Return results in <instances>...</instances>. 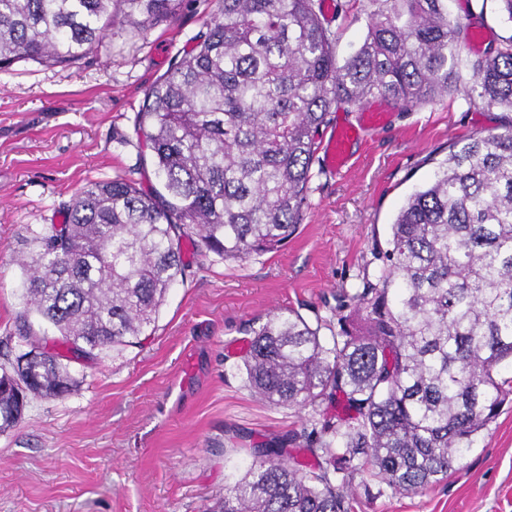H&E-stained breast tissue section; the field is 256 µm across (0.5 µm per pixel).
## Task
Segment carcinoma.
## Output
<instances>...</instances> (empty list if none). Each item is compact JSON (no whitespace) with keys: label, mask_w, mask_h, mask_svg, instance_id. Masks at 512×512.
<instances>
[{"label":"carcinoma","mask_w":512,"mask_h":512,"mask_svg":"<svg viewBox=\"0 0 512 512\" xmlns=\"http://www.w3.org/2000/svg\"><path fill=\"white\" fill-rule=\"evenodd\" d=\"M366 34L343 63L316 0H221L206 33L145 95L138 131L163 191L88 183L63 223L32 233L18 331L48 330L77 359L127 346L155 324L182 275L180 241L242 262L282 245L307 199L316 135L333 108L375 97L401 110L462 93L512 112V36L462 82L461 47L483 14L446 0H368ZM186 0H0V74L20 61L70 66L117 16L139 30ZM377 273L338 297L336 332L293 309L251 323L238 370L259 399L299 411L300 428L252 449L212 512H349L363 490L419 493L448 476L512 397V121L454 142L376 245ZM65 355L0 369V429L29 400L72 386Z\"/></svg>","instance_id":"obj_1"}]
</instances>
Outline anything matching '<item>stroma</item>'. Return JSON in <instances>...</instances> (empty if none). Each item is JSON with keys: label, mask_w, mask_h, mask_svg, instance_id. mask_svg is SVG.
Listing matches in <instances>:
<instances>
[{"label": "stroma", "mask_w": 512, "mask_h": 512, "mask_svg": "<svg viewBox=\"0 0 512 512\" xmlns=\"http://www.w3.org/2000/svg\"><path fill=\"white\" fill-rule=\"evenodd\" d=\"M218 7L190 0L168 24L116 25L74 65L21 61L0 75V365L27 348L17 252L32 231L62 223L88 182L157 185L137 114ZM511 121L459 94L392 110L385 129L354 145L348 170L313 162L303 220L283 247L229 262L182 238L185 271L151 335L67 360L72 391L31 400L0 432V512H205L225 476L250 462L228 433L258 444L302 421L237 374L249 321L279 308L332 319L338 295L375 274L373 244L449 146ZM353 512H512V404L433 490L360 496Z\"/></svg>", "instance_id": "35a3bbf8"}]
</instances>
